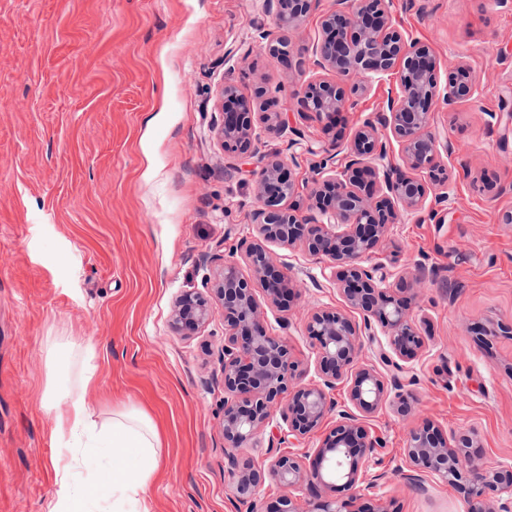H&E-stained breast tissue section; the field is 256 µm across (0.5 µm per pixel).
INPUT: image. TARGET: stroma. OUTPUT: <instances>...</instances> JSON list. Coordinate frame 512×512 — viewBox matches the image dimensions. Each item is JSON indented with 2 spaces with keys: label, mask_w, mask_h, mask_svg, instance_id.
Listing matches in <instances>:
<instances>
[{
  "label": "stroma",
  "mask_w": 512,
  "mask_h": 512,
  "mask_svg": "<svg viewBox=\"0 0 512 512\" xmlns=\"http://www.w3.org/2000/svg\"><path fill=\"white\" fill-rule=\"evenodd\" d=\"M264 0H0V512H50L56 499V410L47 407V339L78 345L96 368L89 401L102 419L146 412L162 431L164 468L150 512H269L293 495L265 480L240 501L224 463V317L196 336L170 328L175 298L200 290L225 257L249 274L244 243L257 206V159L225 170L211 131L217 93L256 87L258 112L280 113L302 143L267 134L306 209L314 161L330 141L298 112L296 71L271 58ZM393 24L427 46L447 79L465 67L478 102L433 113L451 154L437 221L402 217L382 245L411 277L410 314L424 345L365 425L381 439L361 487L365 512H466L457 489L409 484L408 433L430 422L467 433L486 464L512 463V6L499 0H393ZM294 296L263 322L318 380L306 331L314 312L343 307L324 259L273 246Z\"/></svg>",
  "instance_id": "obj_1"
}]
</instances>
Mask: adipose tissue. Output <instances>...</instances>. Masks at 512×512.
Returning a JSON list of instances; mask_svg holds the SVG:
<instances>
[{
    "mask_svg": "<svg viewBox=\"0 0 512 512\" xmlns=\"http://www.w3.org/2000/svg\"><path fill=\"white\" fill-rule=\"evenodd\" d=\"M95 368L55 373L46 398L56 407L55 437L62 465L51 512H87L94 499L111 500L112 512H149L146 489L161 466L155 425L137 410H118L97 421L88 401Z\"/></svg>",
    "mask_w": 512,
    "mask_h": 512,
    "instance_id": "ef3b65f1",
    "label": "adipose tissue"
}]
</instances>
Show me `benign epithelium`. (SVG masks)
<instances>
[{
	"mask_svg": "<svg viewBox=\"0 0 512 512\" xmlns=\"http://www.w3.org/2000/svg\"><path fill=\"white\" fill-rule=\"evenodd\" d=\"M276 12L277 30L259 38L271 56L298 71L294 92L298 110L318 120L334 119L353 109L358 92L389 75L399 80L383 108L366 118L350 141L336 137L318 149L321 154L309 198L308 212L286 205L296 185L283 162L261 152L266 128L252 121V98L226 83L218 95V115L212 125L222 149L235 158L264 160L256 180L258 207L252 213L253 237L245 256L253 275L243 276L236 263L224 267L202 291H185L173 305L171 328L180 336L202 331L217 311L224 314V457L241 499L256 494L266 478L290 489L304 485L357 491L367 479L379 439L363 425L383 403L388 388L376 367L359 362L374 342L372 322L384 328L380 357L414 361L423 337L409 318L411 298L406 277L382 262H372L390 230L405 213L428 212L447 201L449 175L440 151L448 139L431 130V113L444 105L480 98L478 80L451 73L440 84L439 62L430 50L406 39L393 28L388 0H333L324 13L322 37L310 48L288 46L282 31L297 27L318 0H266ZM328 73L340 81L325 78ZM399 146L397 164L392 142ZM413 174H408V171ZM303 246L326 260L348 307L362 314L358 323L343 309L323 310L310 317L306 330L315 347L316 384L298 383L299 364L287 341L262 323L259 296L278 304L289 295L269 245ZM346 387L347 405L336 410L330 391ZM337 411L336 426L311 453L296 457L274 452L269 440L266 463L243 461L240 451L256 444L280 412L291 432L303 436ZM467 434L448 436L431 424L411 430L404 453L409 480L424 476L457 488L468 512H512V465L490 466L476 457ZM352 500H322L316 512H352Z\"/></svg>",
	"mask_w": 512,
	"mask_h": 512,
	"instance_id": "7a95c632",
	"label": "benign epithelium"
}]
</instances>
